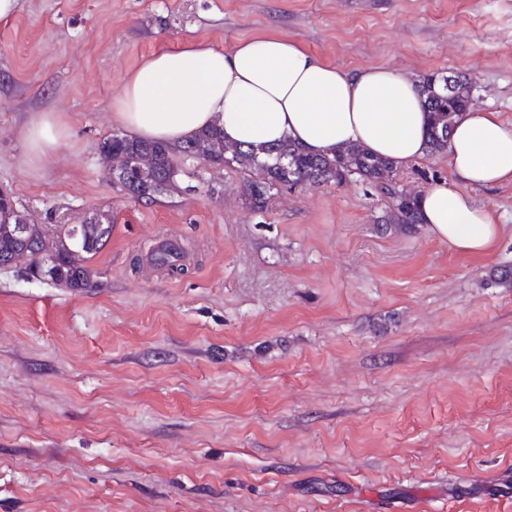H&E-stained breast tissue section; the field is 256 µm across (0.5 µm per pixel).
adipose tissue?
Returning <instances> with one entry per match:
<instances>
[{
  "label": "adipose tissue",
  "mask_w": 512,
  "mask_h": 512,
  "mask_svg": "<svg viewBox=\"0 0 512 512\" xmlns=\"http://www.w3.org/2000/svg\"><path fill=\"white\" fill-rule=\"evenodd\" d=\"M418 84L382 66L339 68L283 36L260 35L229 51L191 42L128 73L112 117L128 137L174 149L217 126L229 142L289 140L315 154L359 144L401 168L428 153ZM67 137L65 115L36 113L23 133L28 163L47 162ZM448 156L458 184L441 180L419 195L422 222L450 248L485 254L502 230L469 189L512 181V124L494 112H463Z\"/></svg>",
  "instance_id": "1"
}]
</instances>
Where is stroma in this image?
<instances>
[{
  "label": "stroma",
  "mask_w": 512,
  "mask_h": 512,
  "mask_svg": "<svg viewBox=\"0 0 512 512\" xmlns=\"http://www.w3.org/2000/svg\"><path fill=\"white\" fill-rule=\"evenodd\" d=\"M278 34L344 69L473 79L512 124V0H19L0 20V188L31 223L101 213L94 285L0 268V512H512V183L470 193L489 253L382 229L350 181L256 213L243 173L188 167L149 200L98 146L151 55ZM70 136L24 163L33 113ZM447 154L397 169L453 181ZM172 237L181 273L151 253Z\"/></svg>",
  "instance_id": "obj_1"
}]
</instances>
